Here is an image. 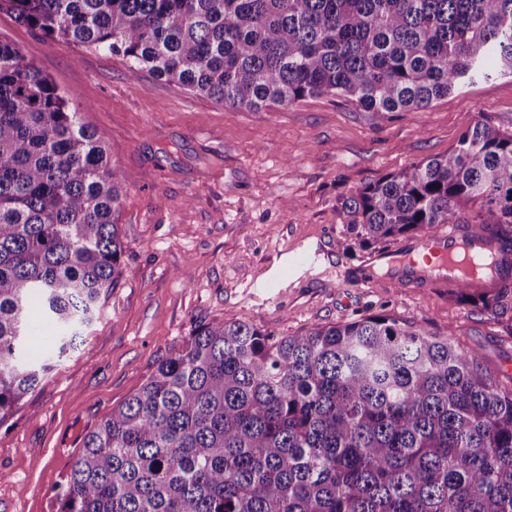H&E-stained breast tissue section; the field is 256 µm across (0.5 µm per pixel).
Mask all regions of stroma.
I'll return each instance as SVG.
<instances>
[{
  "mask_svg": "<svg viewBox=\"0 0 512 512\" xmlns=\"http://www.w3.org/2000/svg\"><path fill=\"white\" fill-rule=\"evenodd\" d=\"M14 42L72 96L121 174L122 276L75 352L0 419V512H60L55 498L85 434L124 403L199 322L244 321L276 336L381 310L452 333L512 384V308L481 312L451 285L379 267L377 248L339 250L344 199L434 156L471 123L512 132V77L481 80L430 107L385 115L320 95L245 110L132 70L120 54L32 31L0 12ZM311 273L268 266L301 249Z\"/></svg>",
  "mask_w": 512,
  "mask_h": 512,
  "instance_id": "1",
  "label": "stroma"
}]
</instances>
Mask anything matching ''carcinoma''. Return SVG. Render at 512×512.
Returning a JSON list of instances; mask_svg holds the SVG:
<instances>
[{
	"label": "carcinoma",
	"instance_id": "carcinoma-1",
	"mask_svg": "<svg viewBox=\"0 0 512 512\" xmlns=\"http://www.w3.org/2000/svg\"><path fill=\"white\" fill-rule=\"evenodd\" d=\"M45 35L120 53L219 104L333 95L425 109L512 77V0H0ZM120 174L70 96L0 39V419L77 348L121 277ZM512 272V134L477 122L443 156L343 202L364 247L455 223ZM456 294L492 314L507 293ZM53 328L30 346L35 316ZM60 512H512V386L478 352L390 314L295 336L194 326L84 437Z\"/></svg>",
	"mask_w": 512,
	"mask_h": 512
}]
</instances>
